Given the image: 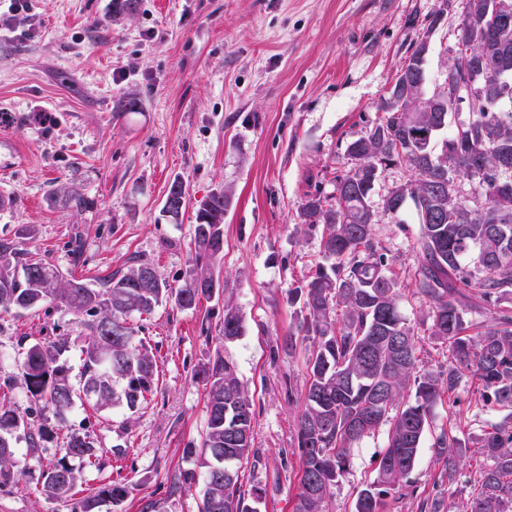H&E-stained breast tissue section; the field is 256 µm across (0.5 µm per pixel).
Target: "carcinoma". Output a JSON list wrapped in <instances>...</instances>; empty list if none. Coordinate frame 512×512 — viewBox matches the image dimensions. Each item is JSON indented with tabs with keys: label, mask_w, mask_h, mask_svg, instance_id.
I'll list each match as a JSON object with an SVG mask.
<instances>
[{
	"label": "carcinoma",
	"mask_w": 512,
	"mask_h": 512,
	"mask_svg": "<svg viewBox=\"0 0 512 512\" xmlns=\"http://www.w3.org/2000/svg\"><path fill=\"white\" fill-rule=\"evenodd\" d=\"M483 51L493 64L512 72V29L487 46L471 40L461 23L457 51ZM512 80L489 78L470 99L462 129L437 140L448 124L452 102L440 90H416L404 105L381 103L382 116L366 135L347 145L352 167L336 176L335 202L313 194L301 206L297 233L322 228L324 262L305 284L295 289L305 316L300 332L313 340L308 359L304 407L296 421V444L303 472L294 495L293 512H325L330 490L351 466L354 444L390 422L387 445L378 454L375 479L357 495L355 512H383L384 496L403 486L414 469L434 407L443 394L455 393L471 378L482 385V409L508 411L481 437L489 464L479 472L478 492L462 512H512V198L498 202L491 182L512 162ZM469 149L448 154L457 137ZM483 157L479 179L469 173L472 155ZM389 166L411 171L394 187L384 208L402 210L412 201L419 218L422 262L415 287L428 302L433 340L448 344V373L425 369L418 357L419 333L399 308L398 281L388 268L387 249L374 237L375 213L369 198ZM475 181L471 200L460 195V180ZM186 200V188L175 181L163 211L168 214ZM231 197L224 190L201 203L194 230V251L181 286L163 279L154 266L137 258L124 271L105 279L102 287L65 275L48 260L34 259L0 240V311H30L45 303L75 317L81 327L82 386L70 381L67 336L28 346L18 370L27 395L38 408L63 419L75 399L99 409L126 406L135 412L155 383V359L130 324L133 316L151 314L162 303L181 310L224 287V212ZM494 310L489 324L465 318L469 309ZM224 341L244 333L236 309L224 305L220 330ZM207 405L202 446L187 453L205 469L200 512H257L262 493L251 497L242 489L240 463L250 455L255 419L253 399L241 385L235 365L216 353L201 372ZM27 430L28 449L35 451L47 429L29 423L13 404L0 401V485L19 480L22 460L12 435ZM448 463V484L460 478V441L444 434L433 444ZM99 449L73 436L64 455L43 476L42 495L69 499L81 480L72 461L96 463ZM198 484V473L174 474L168 495ZM312 492H307L306 488ZM130 493L122 479L104 484L97 493L76 499L71 512H100L104 503L118 507Z\"/></svg>",
	"instance_id": "obj_1"
}]
</instances>
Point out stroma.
<instances>
[{"mask_svg":"<svg viewBox=\"0 0 512 512\" xmlns=\"http://www.w3.org/2000/svg\"><path fill=\"white\" fill-rule=\"evenodd\" d=\"M439 0H140L136 12L117 0H31L10 9L0 0V239L54 262L63 273L99 283L137 258L177 285L194 249L201 202L231 193L224 215L223 293L191 310L160 306L139 319V338L157 363L152 399L136 412L94 410L76 403L65 420L36 415L51 436L27 451L25 430L13 441L26 456L19 485L0 486V512H69L41 493L42 474L64 453L70 435L87 437L98 461L83 466L74 490L84 497L116 477L131 486L119 508L198 512L200 493L168 496L175 470L191 469L189 444L206 430L203 384L196 374L223 353L255 404L252 454L242 466L245 492L262 490L258 512H292L302 473L295 415L302 408L311 339L298 335L304 316L289 292L322 259L321 233L297 234L301 203L332 197L337 175L351 167L349 142L376 123L398 71L428 41L426 87L443 86L457 49L461 8L431 19ZM139 101L133 112L122 100ZM407 169L387 168L370 204L375 236L388 250L399 282L400 308L413 326L427 322V303L414 286L421 262L412 204L385 211L388 192ZM188 196L178 220L162 208L170 185ZM78 189L94 200L76 212L48 201L50 192ZM245 326L236 340L219 339L225 304ZM80 328L56 308L20 315L0 312V396L19 410L32 404L17 376L20 340L72 338L70 380L81 382ZM469 382L433 410L419 460L401 490L385 497L386 512H439L472 486H449L433 442L464 439L466 471L479 465V439L499 411H482ZM380 427L352 450L349 472L333 488L329 512H352L356 493L376 475L387 441Z\"/></svg>","mask_w":512,"mask_h":512,"instance_id":"35a3bbf8","label":"stroma"}]
</instances>
